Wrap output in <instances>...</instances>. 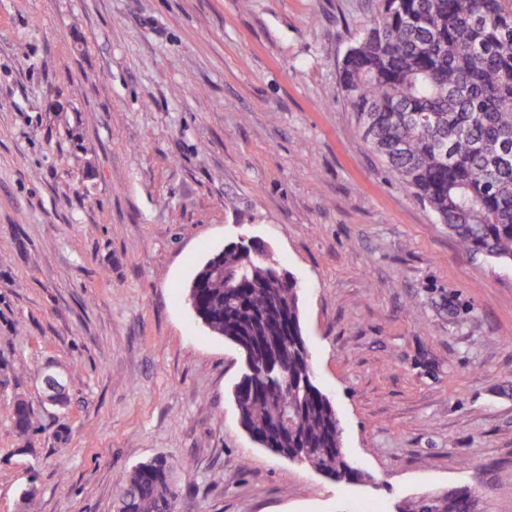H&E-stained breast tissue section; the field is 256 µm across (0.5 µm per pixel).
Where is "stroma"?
Instances as JSON below:
<instances>
[{
  "label": "stroma",
  "instance_id": "obj_1",
  "mask_svg": "<svg viewBox=\"0 0 512 512\" xmlns=\"http://www.w3.org/2000/svg\"><path fill=\"white\" fill-rule=\"evenodd\" d=\"M368 2L0 0V512L28 489L40 512H113L157 456L177 512H394L461 486L512 512V261L462 253L347 111ZM242 237L298 281L367 481L241 427L242 356L187 286ZM19 396L44 417L28 439Z\"/></svg>",
  "mask_w": 512,
  "mask_h": 512
}]
</instances>
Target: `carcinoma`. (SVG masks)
Wrapping results in <instances>:
<instances>
[{"label":"carcinoma","mask_w":512,"mask_h":512,"mask_svg":"<svg viewBox=\"0 0 512 512\" xmlns=\"http://www.w3.org/2000/svg\"><path fill=\"white\" fill-rule=\"evenodd\" d=\"M338 70L345 104L371 150L448 226L458 248L512 261V0H377ZM267 254L226 245L200 266L199 319L254 351L265 378H240L232 395L244 430L261 447L325 476L362 474L342 447L336 411L315 384L298 281ZM16 432L43 427L26 405ZM175 466L155 457L116 487L123 512H167L181 490ZM452 509L420 497L396 512H475L467 488L440 493Z\"/></svg>","instance_id":"obj_1"}]
</instances>
